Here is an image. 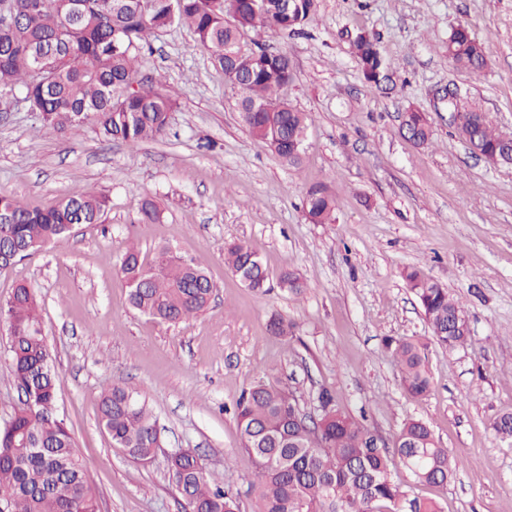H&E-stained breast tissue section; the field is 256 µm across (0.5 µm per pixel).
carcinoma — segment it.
I'll return each mask as SVG.
<instances>
[{"label":"carcinoma","mask_w":512,"mask_h":512,"mask_svg":"<svg viewBox=\"0 0 512 512\" xmlns=\"http://www.w3.org/2000/svg\"><path fill=\"white\" fill-rule=\"evenodd\" d=\"M9 21H0V92H19L41 122L63 133L91 123L104 140L130 147L167 133L176 100L160 80L137 95L129 88L142 53L175 24H186L197 43L211 52L225 82L241 93V120L251 136L283 162L299 164L309 116L280 97L293 79L285 53L246 51L250 32L295 30L316 10V0H0ZM364 80L380 87L391 64L374 35L359 33L352 43ZM448 58L474 75L487 66L485 48L465 27L448 37ZM460 139L487 161L512 164L511 142L490 125L485 113L463 98L449 105ZM405 132L417 146L432 136L424 113H404ZM109 199L82 188L66 193L48 209L0 196V252L14 262L44 251L73 224H98ZM312 224L336 222V200L323 185L304 200ZM225 265L247 288L262 292L268 272L244 242L225 251ZM119 272L138 312L167 324L201 314L214 285L201 263L156 249L147 258L126 247ZM434 339L454 351L470 340L460 303L448 289L414 269L405 274ZM3 318L11 337L10 369L23 395L10 421L0 427V504L8 512H98L96 495L75 441L57 413L58 373L43 333L36 289L18 285ZM426 345L395 342L404 391L421 397L430 389ZM299 406L294 391L268 375L255 379L235 405L240 447L255 463L258 512H443L435 499L414 495L412 485L393 478L401 466L413 485L442 487L459 466L438 446L429 426L406 422L393 449L376 445L377 435L360 420L336 409L324 390L318 395L317 424L299 427L289 418ZM98 424L112 446L136 462L150 461L160 447L156 417L141 391L114 382L100 395ZM168 473L182 489L189 512H238L224 475L186 453L168 460Z\"/></svg>","instance_id":"carcinoma-1"}]
</instances>
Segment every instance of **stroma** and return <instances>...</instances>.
<instances>
[{
	"mask_svg": "<svg viewBox=\"0 0 512 512\" xmlns=\"http://www.w3.org/2000/svg\"><path fill=\"white\" fill-rule=\"evenodd\" d=\"M468 27L486 48L471 76L448 58L452 29ZM373 34L397 71L392 90L368 86L353 54L356 32ZM288 54L293 80L281 96L311 122L299 165L282 162L245 129L239 94L183 25L152 43L138 70L171 86L178 105L163 138L131 148L92 129L43 125L22 95L0 93V195L49 208L70 189L105 194L99 224H80L46 250L0 272V304L34 286L58 412L84 459L100 512H184L167 457L195 450L223 473L240 512H256L255 467L241 450L234 406L259 376L274 373L314 412L321 390L394 446L408 420L429 425L460 462L448 486L421 485L444 512H512V447L494 434L512 412V165L493 164L459 138L450 89L512 133V0H317L302 32L250 34L245 49ZM426 113L430 144L401 137L398 116ZM325 185L336 221L312 224L303 200ZM157 222L143 221V200ZM251 245L267 289L244 288L224 266V247ZM203 261L215 288L207 310L177 324L128 303L119 272L128 242ZM420 270L457 298L471 340L448 351L432 340L403 274ZM305 283L294 294L284 272ZM290 321L269 333L272 315ZM426 342L432 381L408 396L387 340ZM137 388L155 412L163 445L146 464L113 448L98 424L104 387Z\"/></svg>",
	"mask_w": 512,
	"mask_h": 512,
	"instance_id": "obj_1",
	"label": "stroma"
}]
</instances>
